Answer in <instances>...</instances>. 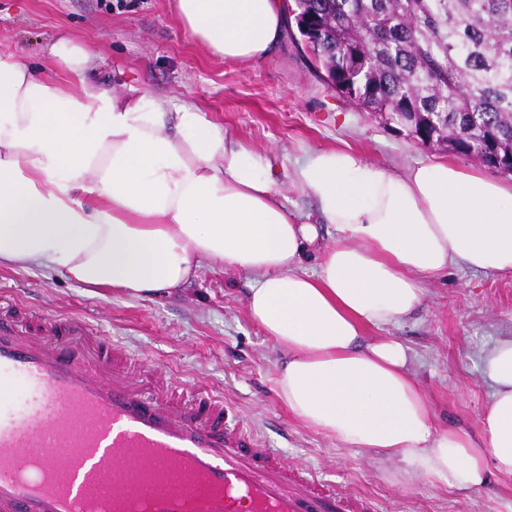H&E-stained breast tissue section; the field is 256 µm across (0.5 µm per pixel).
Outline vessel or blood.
<instances>
[{
    "mask_svg": "<svg viewBox=\"0 0 512 512\" xmlns=\"http://www.w3.org/2000/svg\"><path fill=\"white\" fill-rule=\"evenodd\" d=\"M0 311V512H370L233 424L222 398L180 393L154 376L142 396L107 371L120 350L96 341L78 360L55 345L56 321L22 335ZM30 407L9 408L14 381Z\"/></svg>",
    "mask_w": 512,
    "mask_h": 512,
    "instance_id": "obj_1",
    "label": "vessel or blood"
}]
</instances>
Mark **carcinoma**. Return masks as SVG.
Returning <instances> with one entry per match:
<instances>
[{
  "instance_id": "carcinoma-1",
  "label": "carcinoma",
  "mask_w": 512,
  "mask_h": 512,
  "mask_svg": "<svg viewBox=\"0 0 512 512\" xmlns=\"http://www.w3.org/2000/svg\"><path fill=\"white\" fill-rule=\"evenodd\" d=\"M336 93L512 173V0H292Z\"/></svg>"
}]
</instances>
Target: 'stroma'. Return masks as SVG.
I'll return each mask as SVG.
<instances>
[{"instance_id": "obj_1", "label": "stroma", "mask_w": 512, "mask_h": 512, "mask_svg": "<svg viewBox=\"0 0 512 512\" xmlns=\"http://www.w3.org/2000/svg\"><path fill=\"white\" fill-rule=\"evenodd\" d=\"M174 0H0V54L54 77L44 51L68 38L94 54L113 92L134 90L198 106L225 133L271 154L291 209L316 215L286 176L306 151L350 148L394 173L437 158L406 130L363 112L321 78L286 19L278 46L245 64L212 54L184 29ZM249 278L212 264L173 296L155 301L91 296L35 267H0V305L43 318L74 319L184 387L224 399L233 420L289 467L369 498L374 512H512V480L447 487L422 475L400 483V460L359 454L305 426L275 389L277 353L251 321ZM409 346L412 371L439 427L480 433L490 384L482 359L512 338V277L449 269L424 286L420 306L385 330Z\"/></svg>"}]
</instances>
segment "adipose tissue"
I'll list each match as a JSON object with an SVG mask.
<instances>
[{
  "label": "adipose tissue",
  "instance_id": "ef3b65f1",
  "mask_svg": "<svg viewBox=\"0 0 512 512\" xmlns=\"http://www.w3.org/2000/svg\"><path fill=\"white\" fill-rule=\"evenodd\" d=\"M187 31L228 60L265 59L277 0H176ZM63 91L0 57V267L60 271L97 295L171 296L206 264L249 275L251 320L278 351L289 411L354 452L400 459V479L448 486L512 478V339L485 356L483 434L437 429L410 350L379 328L453 267L512 274V184L448 159L393 173L343 149L297 158L289 211L268 153L228 138L190 103L115 94L62 39ZM319 254L318 269L304 259ZM373 336H366V329Z\"/></svg>",
  "mask_w": 512,
  "mask_h": 512
}]
</instances>
